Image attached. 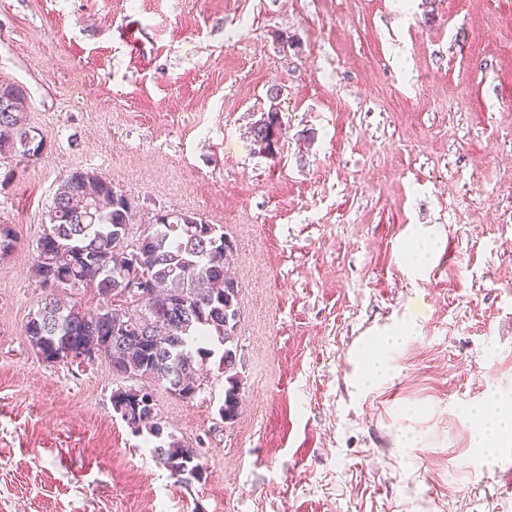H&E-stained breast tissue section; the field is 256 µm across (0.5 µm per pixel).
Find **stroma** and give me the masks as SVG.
I'll list each match as a JSON object with an SVG mask.
<instances>
[{
	"instance_id": "obj_1",
	"label": "stroma",
	"mask_w": 512,
	"mask_h": 512,
	"mask_svg": "<svg viewBox=\"0 0 512 512\" xmlns=\"http://www.w3.org/2000/svg\"><path fill=\"white\" fill-rule=\"evenodd\" d=\"M0 81L46 143L0 157V512H512V444L481 454L467 415L512 404V0H0ZM272 87L273 158L249 134ZM77 169L233 242L241 414L214 358L193 401L154 388L200 478L115 412L130 379L28 344Z\"/></svg>"
}]
</instances>
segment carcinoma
I'll use <instances>...</instances> for the list:
<instances>
[{"mask_svg":"<svg viewBox=\"0 0 512 512\" xmlns=\"http://www.w3.org/2000/svg\"><path fill=\"white\" fill-rule=\"evenodd\" d=\"M25 101L23 87L0 81V157L37 156L26 112L4 111L6 102ZM134 212L131 198L93 171L74 170L61 181L48 211L49 228L36 242L31 272L47 294L26 324L29 345L47 361L62 349L89 346L141 386L162 385L189 402L201 392V367L212 354L202 342L215 338L224 346L218 414L233 423L242 403L240 289L225 271L233 245L210 233L212 225L198 214L164 210L143 243L125 254L117 250V238ZM16 239L11 226L0 224V258ZM131 268L147 285L140 298L129 291ZM59 292L69 293L71 301L57 298ZM112 400L115 411L130 414L126 424L133 433L157 440L153 457L171 475L198 476L195 450L163 436L149 397H137L130 387Z\"/></svg>","mask_w":512,"mask_h":512,"instance_id":"obj_1","label":"carcinoma"}]
</instances>
